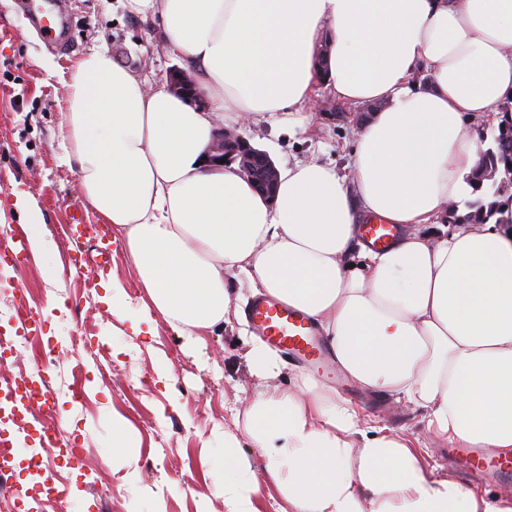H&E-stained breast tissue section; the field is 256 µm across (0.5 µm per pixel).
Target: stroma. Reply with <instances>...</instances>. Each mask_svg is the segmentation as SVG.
<instances>
[{
  "mask_svg": "<svg viewBox=\"0 0 512 512\" xmlns=\"http://www.w3.org/2000/svg\"><path fill=\"white\" fill-rule=\"evenodd\" d=\"M71 23V47L60 54L48 48L20 11L16 0H0V238L18 223L14 203L32 196L44 214L50 255L70 274L59 295L72 307L49 319L41 335L13 349L0 376L15 378L35 367L33 350H53L56 370L51 384L57 395L59 433L76 458L44 446L41 455L61 478L65 493H40L42 512H196V494L207 495L215 512L224 508L223 490L211 474L208 456L222 447L224 435L236 432L256 393V381L242 358L255 334L250 320L232 322L191 345L158 322L154 336H134L131 325L113 318L105 302V283L118 280L132 298L143 290L121 244L112 247V262H95L93 236H72L67 224L72 208L97 223L75 173L62 164L60 124L66 111L58 72L88 51L104 48L117 65L129 70L145 88L164 86L177 61L162 47L151 21L129 13L125 0H59ZM321 106L313 112L310 131L288 134L266 122L240 120L237 131L266 151L275 164L317 162L338 174L348 172L357 127L351 106L329 89L318 88ZM95 287H84L86 278ZM48 284L34 260L11 267L0 283V322L8 323L18 299L35 310L47 302ZM275 378L277 386L311 375L324 388L341 392L359 406L365 420L410 438L427 452L426 472L433 479H456L480 486L488 498H512V478L479 481L466 451L450 455L447 443L434 438L427 412L413 404L352 385L339 366L324 369L287 358ZM82 381L83 395L72 400L69 387ZM120 413L141 439L135 480L125 478L122 456L112 448V415Z\"/></svg>",
  "mask_w": 512,
  "mask_h": 512,
  "instance_id": "1",
  "label": "stroma"
}]
</instances>
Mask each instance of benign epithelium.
Returning <instances> with one entry per match:
<instances>
[{
	"label": "benign epithelium",
	"mask_w": 512,
	"mask_h": 512,
	"mask_svg": "<svg viewBox=\"0 0 512 512\" xmlns=\"http://www.w3.org/2000/svg\"><path fill=\"white\" fill-rule=\"evenodd\" d=\"M169 90L187 98L193 103L204 104L202 94L194 79L186 71L173 67L166 74ZM208 163L223 166H237L240 175L255 183L267 198L275 197L278 185V169L269 154L252 146L236 130L218 125L213 141L207 152Z\"/></svg>",
	"instance_id": "benign-epithelium-1"
}]
</instances>
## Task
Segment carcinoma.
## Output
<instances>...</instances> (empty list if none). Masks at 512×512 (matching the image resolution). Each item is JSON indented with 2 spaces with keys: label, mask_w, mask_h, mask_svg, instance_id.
I'll list each match as a JSON object with an SVG mask.
<instances>
[{
  "label": "carcinoma",
  "mask_w": 512,
  "mask_h": 512,
  "mask_svg": "<svg viewBox=\"0 0 512 512\" xmlns=\"http://www.w3.org/2000/svg\"><path fill=\"white\" fill-rule=\"evenodd\" d=\"M496 169L500 173L512 171V127L498 126V133L494 136V147L481 153L475 179L482 185L488 181L496 186L493 197L476 199L469 204L470 212L464 216L463 221L468 224H486L490 218L500 215L496 220L498 224H511L512 217L505 216V210L512 207V195L507 194L508 185L492 180L488 172Z\"/></svg>",
  "instance_id": "obj_1"
}]
</instances>
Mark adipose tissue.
Masks as SVG:
<instances>
[{
  "instance_id": "ef3b65f1",
  "label": "adipose tissue",
  "mask_w": 512,
  "mask_h": 512,
  "mask_svg": "<svg viewBox=\"0 0 512 512\" xmlns=\"http://www.w3.org/2000/svg\"><path fill=\"white\" fill-rule=\"evenodd\" d=\"M208 105L145 90L104 49L64 81L65 161L93 212L118 234L144 290L136 319L120 283L107 303L134 331L163 320L190 342L238 317L229 276L307 316L361 388L426 409L460 448L512 454V232L489 224L429 232L473 191L480 142L470 116L512 98V0H127ZM352 105L381 103L350 172L281 166L274 200L236 169L206 166L218 123L251 116L307 130L317 86ZM15 207L48 284L41 209ZM399 234L367 247L360 222ZM263 388L242 436L225 435L211 473L228 512H256L260 485L235 449L247 438L288 512H512L471 487L433 481L408 438L367 425L311 378L268 387L282 359L261 339L246 355Z\"/></svg>"
}]
</instances>
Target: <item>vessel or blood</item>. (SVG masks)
I'll list each match as a JSON object with an SVG mask.
<instances>
[{
    "mask_svg": "<svg viewBox=\"0 0 512 512\" xmlns=\"http://www.w3.org/2000/svg\"><path fill=\"white\" fill-rule=\"evenodd\" d=\"M30 19L39 29L43 39L57 50H66V26L64 18L56 13L54 0H39L29 9ZM71 234L80 236L95 231L100 255L112 250V241L103 227L89 228L81 212H73L69 224ZM366 241L375 248L390 244L397 230L390 224L368 223L362 227ZM28 251V240L23 227H16L10 240L0 242V263L15 264ZM250 320L256 332L272 346L288 350L302 361L322 364L326 359V347L317 337L312 323L303 315L280 305L271 298L254 300L249 309ZM41 332L40 319L32 317L25 305H18L10 326L0 329L7 340L24 336H36ZM49 374L38 369L28 376L0 385V409L19 410L34 404H45L48 394Z\"/></svg>",
    "mask_w": 512,
    "mask_h": 512,
    "instance_id": "1",
    "label": "vessel or blood"
}]
</instances>
